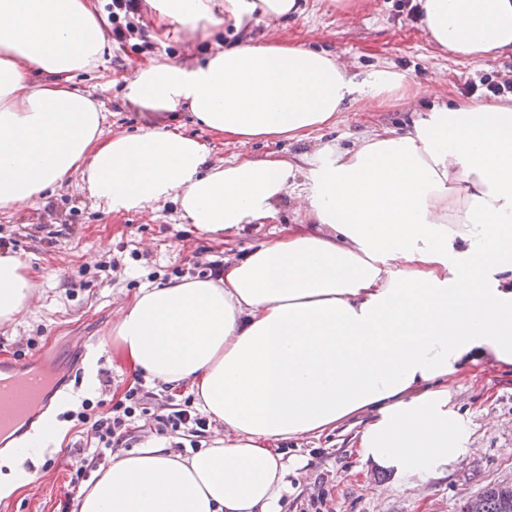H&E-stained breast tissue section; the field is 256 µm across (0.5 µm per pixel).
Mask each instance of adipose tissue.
<instances>
[{"mask_svg": "<svg viewBox=\"0 0 512 512\" xmlns=\"http://www.w3.org/2000/svg\"><path fill=\"white\" fill-rule=\"evenodd\" d=\"M160 37L216 15L301 14V0H148ZM441 49H512V0H419ZM98 0H0V210L80 174L107 211L173 202L203 234L276 216L297 176L303 230L225 262L220 279L145 286L106 346L163 384L188 385L223 438L189 455L159 441L113 456L79 512H280L304 462L285 442L357 425L366 467L412 488L445 477L472 431L450 380L488 363L512 369V100L432 104L405 132L385 128L313 154L211 161L181 132L148 126L104 138L106 110L77 90L112 50ZM125 97L142 112L187 108L238 140L304 141L347 104L413 98L408 79L359 75L327 53L237 42L196 63L136 62ZM28 265L0 253V324L29 311Z\"/></svg>", "mask_w": 512, "mask_h": 512, "instance_id": "adipose-tissue-1", "label": "adipose tissue"}]
</instances>
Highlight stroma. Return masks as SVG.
<instances>
[{"label":"stroma","instance_id":"35a3bbf8","mask_svg":"<svg viewBox=\"0 0 512 512\" xmlns=\"http://www.w3.org/2000/svg\"><path fill=\"white\" fill-rule=\"evenodd\" d=\"M303 7L302 14L274 25L254 17L248 36L324 51L362 74L375 69L400 72L424 88V95L380 106L354 102L342 112L336 128L315 132L304 142L227 141L185 109L162 117L139 112L126 101L123 85L112 82L115 74L151 53L177 62L202 60L204 43L188 31L149 52L141 49L143 37L117 43L104 65L76 76L75 86L103 102L105 136L134 133L147 124H177L186 134L210 143L214 159L220 160L259 159L272 151L309 152L315 144L335 139L348 144L371 131L395 127L403 113L424 110L434 99L471 100L468 87L481 77L512 79V52L475 58L452 55L428 40L419 21L401 12L399 0H303ZM293 221V208L286 204L275 218L214 238L184 223L170 202L120 214L106 212L77 177L21 210H0V236L14 239L11 251L28 264L37 288L31 312L0 325V361H14L19 349L27 357H39L65 395L62 404L43 412L59 422L60 434L34 456L14 463L0 448V477L14 476L21 482L0 499V512H78L81 491L71 479L82 458L70 451L78 428L67 419V411L80 410L86 399L122 397L137 385L166 397L165 385L138 381L98 345L111 335L120 307L139 288L198 276L200 264L239 258ZM114 257L119 267L100 272L101 263ZM455 390L454 399L473 431V451L447 477L411 490L392 486L386 471L361 468L348 448V434L336 430L317 440L286 443V450L304 457L306 464L297 492L288 496L282 512H459L485 485H512V371L488 365L476 377L456 380Z\"/></svg>","mask_w":512,"mask_h":512}]
</instances>
